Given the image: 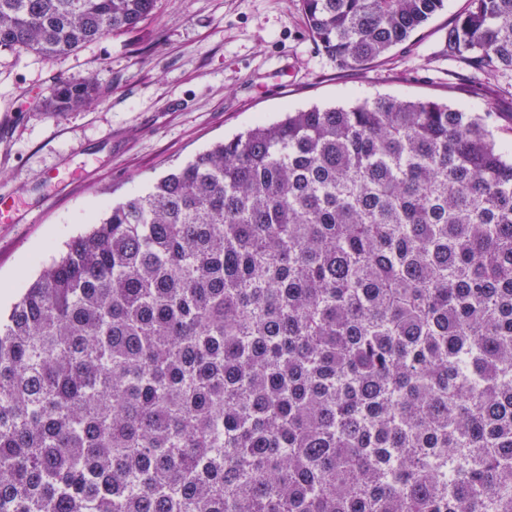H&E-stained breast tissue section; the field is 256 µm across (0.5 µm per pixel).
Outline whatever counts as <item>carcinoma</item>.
I'll return each instance as SVG.
<instances>
[{"instance_id": "obj_1", "label": "carcinoma", "mask_w": 512, "mask_h": 512, "mask_svg": "<svg viewBox=\"0 0 512 512\" xmlns=\"http://www.w3.org/2000/svg\"><path fill=\"white\" fill-rule=\"evenodd\" d=\"M443 2L298 0L359 70ZM156 9L0 0V49L54 59ZM448 54L512 125V0H468ZM90 224L0 317V512H512V160L487 116L288 112Z\"/></svg>"}]
</instances>
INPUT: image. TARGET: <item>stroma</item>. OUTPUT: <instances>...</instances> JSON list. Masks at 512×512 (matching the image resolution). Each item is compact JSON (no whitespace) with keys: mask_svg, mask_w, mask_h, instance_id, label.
<instances>
[{"mask_svg":"<svg viewBox=\"0 0 512 512\" xmlns=\"http://www.w3.org/2000/svg\"><path fill=\"white\" fill-rule=\"evenodd\" d=\"M139 29L108 34L43 60L0 51V310L5 311L88 220L112 202L210 149L224 137L313 104L449 100L467 67L448 58L449 27L467 0H445L408 48L360 71L343 68L307 34L297 0H160ZM97 76L102 101L58 116L43 101L58 80Z\"/></svg>","mask_w":512,"mask_h":512,"instance_id":"stroma-1","label":"stroma"}]
</instances>
